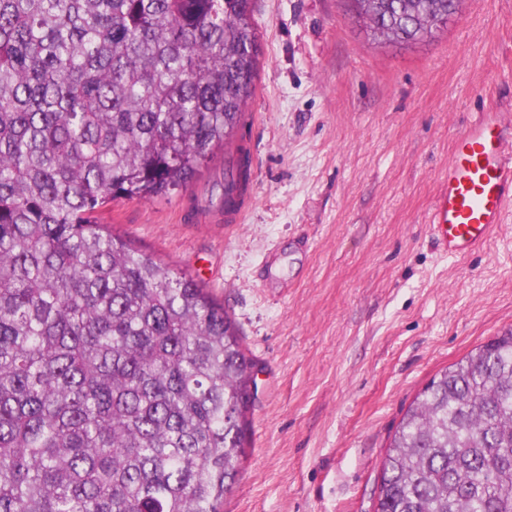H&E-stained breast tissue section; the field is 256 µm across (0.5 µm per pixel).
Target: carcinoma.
I'll return each mask as SVG.
<instances>
[{
    "instance_id": "cac0c4a2",
    "label": "carcinoma",
    "mask_w": 512,
    "mask_h": 512,
    "mask_svg": "<svg viewBox=\"0 0 512 512\" xmlns=\"http://www.w3.org/2000/svg\"><path fill=\"white\" fill-rule=\"evenodd\" d=\"M460 0H351L389 42ZM252 0H0V512H224L254 359L198 282L91 220L224 150L250 180ZM375 512H512V330L403 415Z\"/></svg>"
}]
</instances>
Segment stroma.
<instances>
[{
	"label": "stroma",
	"instance_id": "35a3bbf8",
	"mask_svg": "<svg viewBox=\"0 0 512 512\" xmlns=\"http://www.w3.org/2000/svg\"><path fill=\"white\" fill-rule=\"evenodd\" d=\"M250 199L224 219V154L187 188L119 198L97 223L202 283L257 362L242 474L224 512H373L407 408L512 329V213L468 258L431 212L455 138L512 116V0H462L383 43L346 0H255Z\"/></svg>",
	"mask_w": 512,
	"mask_h": 512
}]
</instances>
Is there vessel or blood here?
Here are the masks:
<instances>
[{
    "instance_id": "obj_1",
    "label": "vessel or blood",
    "mask_w": 512,
    "mask_h": 512,
    "mask_svg": "<svg viewBox=\"0 0 512 512\" xmlns=\"http://www.w3.org/2000/svg\"><path fill=\"white\" fill-rule=\"evenodd\" d=\"M512 210V121L487 110L454 141L431 227L451 257L480 251Z\"/></svg>"
}]
</instances>
